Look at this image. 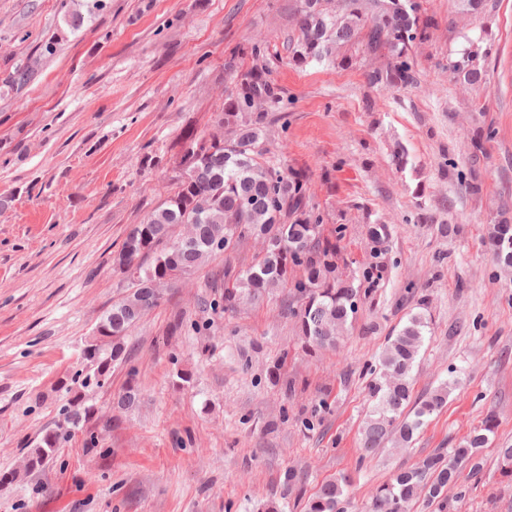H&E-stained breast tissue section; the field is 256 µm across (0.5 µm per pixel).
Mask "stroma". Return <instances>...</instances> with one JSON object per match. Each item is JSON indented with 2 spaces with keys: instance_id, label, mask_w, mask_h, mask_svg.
I'll return each instance as SVG.
<instances>
[{
  "instance_id": "1",
  "label": "stroma",
  "mask_w": 512,
  "mask_h": 512,
  "mask_svg": "<svg viewBox=\"0 0 512 512\" xmlns=\"http://www.w3.org/2000/svg\"><path fill=\"white\" fill-rule=\"evenodd\" d=\"M422 2L437 28L417 50L418 84L393 93L370 87L359 59L295 65L299 0H104L93 14L86 0H0V512H303L302 499L342 474L352 481L345 512H370L372 491L397 469L457 447L490 412L498 427L479 475L463 471L466 497L454 487L447 497L451 512H512V483L497 469L499 446L512 444V267L485 243L512 210V0L479 15L456 0ZM464 31L488 51L484 86L448 72ZM256 40L285 91L283 117L266 129L269 156L305 172L362 280L347 335L337 350H303L285 288L233 312L211 307L210 279L258 253L247 241L179 282L126 339L127 364L92 402L109 407L131 375L140 402L100 448L86 451L75 433L43 472L5 480L57 420L84 341L123 292L112 257L171 191L173 146L187 122L207 129L232 87L225 57ZM26 68L30 82L11 86L8 75ZM478 127L492 138L475 163L462 133ZM397 141L417 172L396 169ZM149 152L160 163L143 165ZM471 179L480 196L468 193ZM421 206L431 223H416ZM379 219L390 237L378 252L369 227ZM375 259L381 277L362 279ZM176 311L184 323L170 336ZM419 311L429 328L415 393L457 386L411 447L361 458L371 372L392 331Z\"/></svg>"
}]
</instances>
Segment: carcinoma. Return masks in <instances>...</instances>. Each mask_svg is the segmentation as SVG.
<instances>
[{
    "instance_id": "obj_1",
    "label": "carcinoma",
    "mask_w": 512,
    "mask_h": 512,
    "mask_svg": "<svg viewBox=\"0 0 512 512\" xmlns=\"http://www.w3.org/2000/svg\"><path fill=\"white\" fill-rule=\"evenodd\" d=\"M292 23L298 31L288 44L298 65L334 60L345 48L358 57L383 63L366 73L369 85L402 91L418 81L415 52L429 40L434 22L421 13L419 0H301ZM468 47L448 54V72L465 84L486 81L474 48L476 40L463 33ZM243 55L224 59V78L233 88L221 110L211 114L213 131L188 128L179 142L175 190L140 224L128 231L115 264L126 283L124 295L112 302L96 328L97 337L82 349L81 369L63 384L68 398L60 419L43 431L23 460L22 472L42 471L77 430L86 432L84 447L96 448L117 416L139 400L129 379L113 405L105 410L87 404V392L101 389L112 368L127 361L125 340L142 317L161 306L166 291L189 276L208 257L235 252L241 243L260 241L254 263L244 270L224 266V308L243 298L258 300L278 288H293L301 337L313 350H335L357 313L361 289L346 276L342 230L324 234L322 215L307 194L306 175L271 163L264 143L265 128L275 119L284 90L265 67L243 68ZM392 161L404 170L413 164L408 148L394 142ZM494 259L512 267V221L502 217L490 237ZM428 322L422 313L388 338L379 370L368 387L372 406L366 414L362 451L370 453L389 439L408 446L425 419L446 404L453 384L443 382L420 396L412 395L413 370ZM111 339L106 348L99 338ZM496 427L489 414L456 448H440L399 470L376 487L371 512H406L413 501L446 509V490L460 480V470L474 460ZM500 475L512 482V446L497 449ZM350 477L322 483L304 504L305 512H344Z\"/></svg>"
}]
</instances>
